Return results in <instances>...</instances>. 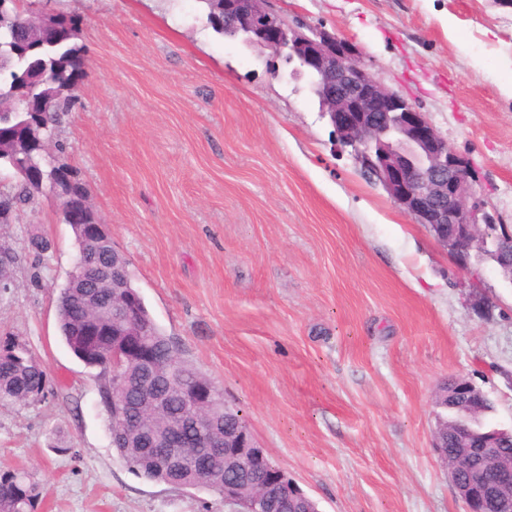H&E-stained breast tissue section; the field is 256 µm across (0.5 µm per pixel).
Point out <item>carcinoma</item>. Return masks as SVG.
Instances as JSON below:
<instances>
[{
    "instance_id": "carcinoma-1",
    "label": "carcinoma",
    "mask_w": 512,
    "mask_h": 512,
    "mask_svg": "<svg viewBox=\"0 0 512 512\" xmlns=\"http://www.w3.org/2000/svg\"><path fill=\"white\" fill-rule=\"evenodd\" d=\"M29 18L30 14L19 4L10 17L0 19L1 102L10 100L17 85L26 79L33 94H39L40 83L32 78L40 73L61 81L70 73L79 76L84 71V46L68 35L27 54L14 52L15 41L22 36ZM75 103L73 97L42 114L41 122L49 134L57 136L62 116L72 111ZM29 202V194L18 183L9 191H1L0 223H8L10 214ZM75 241L80 251L76 268L78 276L66 281L59 288L57 297L62 340L86 367L100 370L104 379L103 392L112 383V351L123 348L127 341L135 340L146 359L156 364V373L149 376L139 358L125 361L122 374L129 404L136 408V412L128 425L111 429L112 448L131 470L148 480L212 490L209 472L223 465L222 457L204 452L193 459V466L189 468L162 471L151 459L143 457L142 445L150 439L166 440L172 445H202L211 436L223 434L224 393L190 361L181 357L174 342L157 323L150 324L145 336L113 335L112 284L97 276L100 269L112 271V240L97 241L86 247L82 235L77 233ZM207 385L212 387V403L203 423L183 420L181 390ZM49 395L46 372L34 355L11 337L1 339L0 402L27 405L44 402ZM38 498L37 487L27 473L0 472V512H36Z\"/></svg>"
}]
</instances>
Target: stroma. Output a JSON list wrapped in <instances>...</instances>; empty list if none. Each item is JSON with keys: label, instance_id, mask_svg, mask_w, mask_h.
I'll use <instances>...</instances> for the list:
<instances>
[{"label": "stroma", "instance_id": "stroma-1", "mask_svg": "<svg viewBox=\"0 0 512 512\" xmlns=\"http://www.w3.org/2000/svg\"><path fill=\"white\" fill-rule=\"evenodd\" d=\"M344 37L467 157L512 225V0H270ZM88 64L60 159L111 226L162 331L241 409L319 512H466L431 446L438 386L462 377L512 430V283L460 270L340 148L306 80L209 26L201 0H55ZM454 29H447L446 18ZM51 242L43 254L32 232ZM16 260L0 337L26 345L48 400L0 403V469L38 512H229L217 493L117 458L103 383L62 342L56 290L77 246L57 203L0 224Z\"/></svg>", "mask_w": 512, "mask_h": 512}]
</instances>
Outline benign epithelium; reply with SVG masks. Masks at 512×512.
<instances>
[{"mask_svg":"<svg viewBox=\"0 0 512 512\" xmlns=\"http://www.w3.org/2000/svg\"><path fill=\"white\" fill-rule=\"evenodd\" d=\"M222 2L224 37L246 49H267L274 57L293 63L291 76L308 79L320 112L329 118L340 147L351 149L361 169L416 223L427 226L461 268L470 269L499 240L512 233L507 226L495 223L482 207L469 204L476 194L469 161L448 145V140L415 104L382 84L355 58L347 40L322 28L303 31L269 7V0ZM55 20L56 15L49 12L31 15L26 25L28 39L45 38ZM26 101L27 97L19 96L0 109V159L17 161L16 175L28 193L34 198L46 194L55 199L66 222L81 227L84 235L109 233V225L89 199L78 207L67 204L66 190L72 175L56 157L53 141L44 127L26 117ZM210 395L207 391L186 396L184 420H198ZM454 397L467 398L471 410H476L478 400L470 381L457 378ZM111 398L112 410L120 412L125 408L126 387L117 374L112 379ZM457 438L463 448L452 455L440 449L436 438L432 447L450 476L465 475L462 482L454 483L465 506L473 502L483 481L482 472L469 468L472 455L479 450L486 464L503 475L496 491L497 512H512V462L492 452L496 447L495 432L474 441L468 427L461 424ZM222 441L224 459L242 473L251 471L266 455L248 428L236 425L224 432ZM216 493L224 497V502L238 506L235 512L268 509L267 491L260 483L245 489L223 479L216 486ZM277 494L288 501L304 496L283 470L279 471Z\"/></svg>","mask_w":512,"mask_h":512,"instance_id":"obj_1","label":"benign epithelium"}]
</instances>
